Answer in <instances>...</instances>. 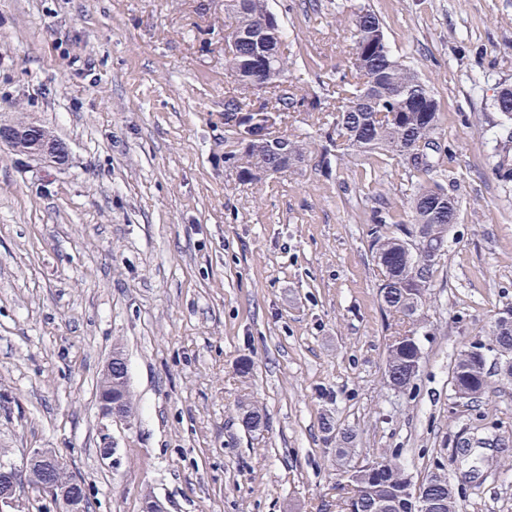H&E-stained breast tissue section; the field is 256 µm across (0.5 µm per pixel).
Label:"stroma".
<instances>
[{
    "instance_id": "obj_1",
    "label": "stroma",
    "mask_w": 512,
    "mask_h": 512,
    "mask_svg": "<svg viewBox=\"0 0 512 512\" xmlns=\"http://www.w3.org/2000/svg\"><path fill=\"white\" fill-rule=\"evenodd\" d=\"M363 6L439 104L434 177L459 208L414 321L380 297L371 216L408 221L418 175L329 139ZM269 7L299 100L276 130L314 149L244 184L225 160L241 145L224 100L242 90L224 0H0V119L68 149L58 164L0 146V458L51 450L90 512L148 495L167 512H342L347 465L394 455L415 483L443 469L460 512H512V377L490 350L481 401L451 384L512 309V122L494 108L512 0ZM408 330L420 370L397 389L388 346ZM116 352L125 422L97 400Z\"/></svg>"
}]
</instances>
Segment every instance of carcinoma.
<instances>
[{"label": "carcinoma", "instance_id": "1", "mask_svg": "<svg viewBox=\"0 0 512 512\" xmlns=\"http://www.w3.org/2000/svg\"><path fill=\"white\" fill-rule=\"evenodd\" d=\"M224 10L232 19L231 29L237 40L225 67L238 79L252 97L232 96L224 108L251 113L255 125L247 129L229 125L233 134L246 136L262 128L265 115H278L294 110L298 101L288 95L290 63L283 46V29L269 8L268 0H224ZM272 16L266 28L259 21ZM354 51L347 68L336 81V94L345 104L336 110L334 119L336 148L348 156L385 152L404 157L409 149H417L435 139L440 126V110L428 86L407 65L392 56L385 41L378 16L360 9L352 17ZM272 59L271 69L265 60ZM306 141L285 140L284 147L265 152L245 150L230 155L239 181L252 183L269 172L286 171L305 156ZM421 179L410 197V227L397 223L400 232L410 229L427 239L428 246L441 252L448 226L458 219L455 200L432 177L433 165L417 169ZM372 248L381 272L391 279L390 288L380 292L387 307L405 316H414L423 303L432 277L434 264H424L420 252H409L401 236H386L383 228L387 216L376 210L373 214ZM492 342L499 355L512 363V325L494 322ZM420 346L416 340L389 346L387 376L392 386L404 388L412 381L409 370ZM486 360H476L471 350L462 351L455 370L480 377L478 384L458 387L460 398L478 399L484 393ZM348 496L344 509L354 512H384L383 505L402 503L406 499L408 478L393 459L381 458L346 470ZM433 512H458L457 502L447 477L432 473L427 477Z\"/></svg>", "mask_w": 512, "mask_h": 512}]
</instances>
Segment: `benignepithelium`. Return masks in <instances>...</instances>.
<instances>
[{
	"instance_id": "benign-epithelium-1",
	"label": "benign epithelium",
	"mask_w": 512,
	"mask_h": 512,
	"mask_svg": "<svg viewBox=\"0 0 512 512\" xmlns=\"http://www.w3.org/2000/svg\"><path fill=\"white\" fill-rule=\"evenodd\" d=\"M280 135L276 133L274 120H269L266 129L248 137L247 146L257 151L274 149ZM0 144L31 157L60 160L63 148L39 126L30 123L0 122ZM128 382L126 365L122 357L114 355L109 361L99 390L98 400L102 413L114 421H126ZM59 459L50 451L35 449L26 457L25 470L19 472L12 464H0V512H20L21 485L31 474H36L35 486L51 499L56 512H84L85 489L78 477H73L69 487L62 488L56 482ZM428 485L424 482L410 485L411 506L418 512L432 508L427 496Z\"/></svg>"
}]
</instances>
